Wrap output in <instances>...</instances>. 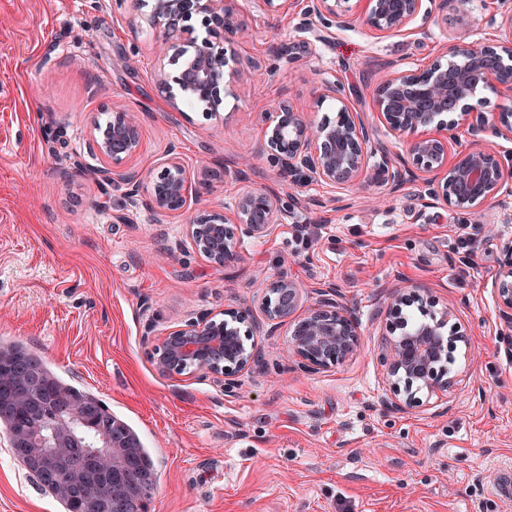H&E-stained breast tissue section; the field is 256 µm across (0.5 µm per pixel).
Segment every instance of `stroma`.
<instances>
[{"label": "stroma", "mask_w": 512, "mask_h": 512, "mask_svg": "<svg viewBox=\"0 0 512 512\" xmlns=\"http://www.w3.org/2000/svg\"><path fill=\"white\" fill-rule=\"evenodd\" d=\"M90 3L0 0V342L26 344L137 432L159 475L148 512H512V344L492 287L512 238V195L458 212L426 205L418 178L390 191L369 166L335 196L279 173L261 150L275 106L318 123L344 102L375 143L403 153L377 118L376 65L423 70L445 61L447 45L495 43L485 20L496 0L393 33L367 25L363 0H347L342 29L293 4L228 0L251 39L229 53L232 92L209 120L172 106L158 85L149 0L119 11ZM327 72L344 101L322 99ZM112 106L140 119L132 166L176 148L194 173L193 198L220 209L243 186L271 187L276 223L241 236L239 260L213 270L182 234L189 210L158 224L146 204L103 187L90 130ZM466 224L480 233L476 266L463 272L453 243ZM282 274L338 288L359 323L344 365L310 373L289 362L285 322L259 337L256 365L234 386L157 371L153 348L167 331L249 307ZM397 284L454 302L470 334L446 403L409 412L381 403L379 310ZM0 512H61L2 431Z\"/></svg>", "instance_id": "35a3bbf8"}]
</instances>
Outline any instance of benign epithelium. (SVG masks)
Returning a JSON list of instances; mask_svg holds the SVG:
<instances>
[{
  "instance_id": "7a95c632",
  "label": "benign epithelium",
  "mask_w": 512,
  "mask_h": 512,
  "mask_svg": "<svg viewBox=\"0 0 512 512\" xmlns=\"http://www.w3.org/2000/svg\"><path fill=\"white\" fill-rule=\"evenodd\" d=\"M228 0H154L147 17L157 38V82L169 93L171 103L202 104L209 120L220 112L228 94L224 83L227 63L226 34L244 39L246 28L227 6ZM344 0H306L305 14L327 29L348 25ZM499 7L486 24L500 33L489 45L475 40L446 50L447 65L435 62L423 70L389 62L379 78V121L393 133L407 138L406 154L396 158L373 146L371 130L344 103L345 87L335 79L322 80V97L341 102L336 116L313 124L285 104L266 118L265 145L270 165L290 175L306 173L334 192L353 183L369 162L390 189L399 188L407 174L423 176L424 195L448 208L472 213L495 198L512 180V150H492L489 143L512 142V113L491 118L470 105L479 84L494 81L512 93V0H498ZM367 24L378 32L400 31L419 15L429 17L423 0H366ZM456 115L450 121L445 113ZM464 127L468 145L448 162L456 129ZM92 149L103 163V183L125 188L136 202L143 187V172L125 167L140 152L138 117L120 107L106 112L105 122H95ZM147 206L157 224L183 209L192 187L191 174L175 153L148 170ZM280 212L278 194L267 188H247L233 209L199 208L183 224L182 232L210 266L221 271L240 259L239 233L262 235ZM504 260L493 281L503 316V336L512 337V239L502 243ZM315 301L303 307L307 294ZM438 301L418 288L391 292L381 313L385 332L379 341L377 361L382 367L386 393L382 403L396 411L419 408L448 399L456 385L451 366L458 346L468 337L456 322L453 304L437 308ZM416 307L420 317L405 312ZM258 310L257 318L253 310ZM294 327L286 356L308 372L330 370L348 361L359 345L357 323L340 301L337 289L316 284L306 289L294 278L281 275L255 296L254 308H227L224 318L201 316L168 331L155 348V366L173 374L189 365L226 386L251 370L258 361L255 337L274 332L288 318ZM75 416L67 411L56 418L48 466L56 453L77 448L73 433ZM131 442H112V469L124 470V449Z\"/></svg>"
}]
</instances>
